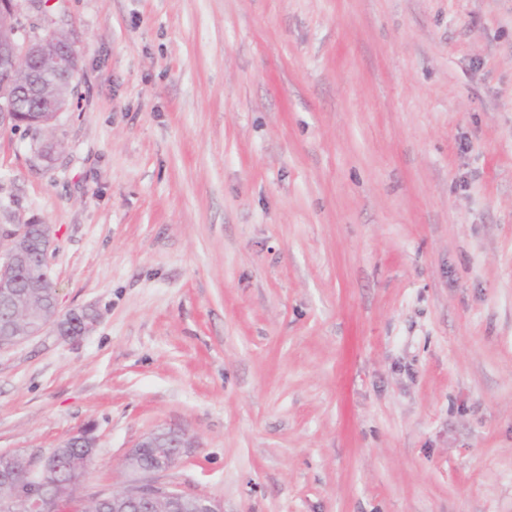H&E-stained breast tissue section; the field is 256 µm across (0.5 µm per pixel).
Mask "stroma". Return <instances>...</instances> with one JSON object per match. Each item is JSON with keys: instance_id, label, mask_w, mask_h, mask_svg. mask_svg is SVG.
<instances>
[{"instance_id": "1", "label": "stroma", "mask_w": 512, "mask_h": 512, "mask_svg": "<svg viewBox=\"0 0 512 512\" xmlns=\"http://www.w3.org/2000/svg\"><path fill=\"white\" fill-rule=\"evenodd\" d=\"M81 80L52 162L0 128L90 332L0 350V453L90 428L86 495L512 512V0H48ZM166 432L162 439H157L152 433L144 436L129 454V457L136 459L140 455V448H145L140 455L141 464L144 466L133 467V477L123 488L106 489L95 495L93 499L99 502L110 498L112 500L104 505H96L95 511L86 512H113V509L124 507L131 501L144 504L149 509L147 512H158L156 507L160 504L168 506V511L164 512H223L214 501L185 494L155 479L158 473L168 470L175 464L182 448L185 447V437L182 433L174 430ZM161 444L170 445V449L157 465L152 466L159 456L157 448Z\"/></svg>"}]
</instances>
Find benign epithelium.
Returning <instances> with one entry per match:
<instances>
[{"mask_svg":"<svg viewBox=\"0 0 512 512\" xmlns=\"http://www.w3.org/2000/svg\"><path fill=\"white\" fill-rule=\"evenodd\" d=\"M46 0H0V127L17 124L18 101L24 94L43 100L42 112L56 115L66 111L78 84L80 75L76 42L50 23L41 21ZM61 73L66 80L56 86L57 96L45 95L36 81L38 75ZM30 225L13 224L9 247L0 248V308L5 316L0 319V349L15 345L32 336L54 330L60 336H81L93 329L96 316L89 308L72 310L63 315L58 306L46 314L28 305L31 292L48 287L45 279H32L24 287L17 284L18 274L31 260L24 244ZM96 438L88 430H79L50 449L41 460L27 464L32 488L26 494L0 498V512H64L82 501L83 468L91 464L96 451ZM170 446L166 456L151 467L134 466L133 477L119 490H103L94 499L112 500V508H120L131 501H139L156 512L160 504L168 512H223L208 499L191 496L159 483L155 476L171 468L185 447L182 433L169 430L158 439L153 434L144 436L129 454L135 459L142 448ZM83 450L76 465L66 467L62 457L66 449ZM14 455H0V487L14 484Z\"/></svg>","mask_w":512,"mask_h":512,"instance_id":"1","label":"benign epithelium"}]
</instances>
